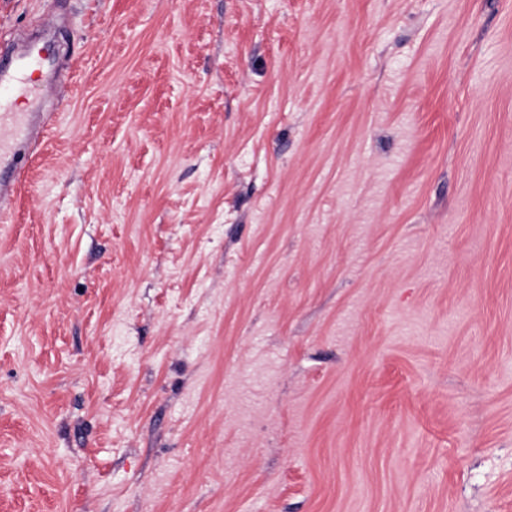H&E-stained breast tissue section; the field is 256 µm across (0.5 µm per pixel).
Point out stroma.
Returning a JSON list of instances; mask_svg holds the SVG:
<instances>
[{
	"label": "stroma",
	"instance_id": "1",
	"mask_svg": "<svg viewBox=\"0 0 512 512\" xmlns=\"http://www.w3.org/2000/svg\"><path fill=\"white\" fill-rule=\"evenodd\" d=\"M52 17L0 512H512V0Z\"/></svg>",
	"mask_w": 512,
	"mask_h": 512
}]
</instances>
